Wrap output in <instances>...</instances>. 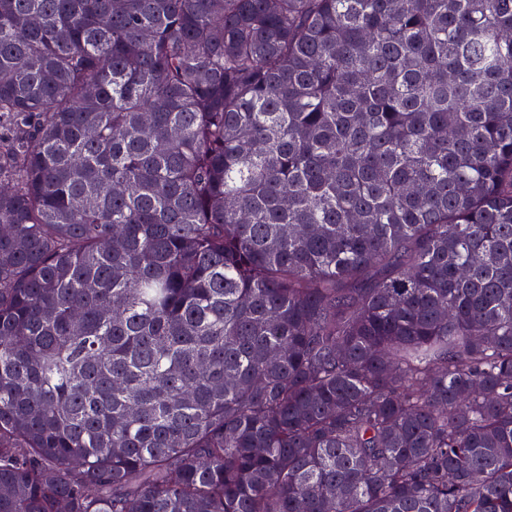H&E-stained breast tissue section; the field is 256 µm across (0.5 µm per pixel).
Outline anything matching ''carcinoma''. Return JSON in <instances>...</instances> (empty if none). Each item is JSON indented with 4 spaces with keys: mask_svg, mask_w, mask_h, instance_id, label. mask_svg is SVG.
<instances>
[{
    "mask_svg": "<svg viewBox=\"0 0 512 512\" xmlns=\"http://www.w3.org/2000/svg\"><path fill=\"white\" fill-rule=\"evenodd\" d=\"M0 512H512V0H0Z\"/></svg>",
    "mask_w": 512,
    "mask_h": 512,
    "instance_id": "carcinoma-1",
    "label": "carcinoma"
}]
</instances>
